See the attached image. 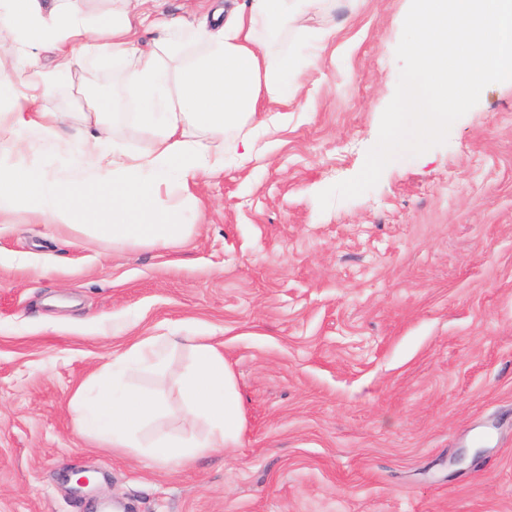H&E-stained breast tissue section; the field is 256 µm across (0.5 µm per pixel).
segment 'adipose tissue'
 Listing matches in <instances>:
<instances>
[{"mask_svg": "<svg viewBox=\"0 0 512 512\" xmlns=\"http://www.w3.org/2000/svg\"><path fill=\"white\" fill-rule=\"evenodd\" d=\"M326 2L247 0L224 22L209 27L180 24L156 49L146 51L132 25L133 19L144 16L143 0H125L123 17L105 28L70 9L67 0L48 5L42 0H0V22L19 34L16 53L47 47L54 55L53 66L38 72L40 87L50 89L83 56L112 53L127 64L133 120L153 135L147 152L114 151L109 125L100 113H90L87 120L95 131L82 139L79 168L44 171L0 163V216L24 209L32 223L122 246L168 248L181 243L192 227L171 221L162 205L171 174H178L188 192L200 179L223 169L225 151L235 152L243 163L251 159L255 141L250 120L287 100L301 77L291 55L270 63L259 52L256 35L263 31L274 36L286 29L305 37L308 19ZM191 44L202 46V53L172 73L168 58ZM13 124L59 150L72 145L64 137L69 115L44 111L39 95L24 96L10 121L0 120V133ZM182 344L193 353L191 367L175 378L183 399L182 417L201 430L188 438L157 439L149 452L157 460L187 465L200 453L234 447L243 414L223 353L189 336ZM72 406L84 430L114 448L131 447V432L159 414L157 401L134 387L101 389L90 406L79 390Z\"/></svg>", "mask_w": 512, "mask_h": 512, "instance_id": "obj_1", "label": "adipose tissue"}]
</instances>
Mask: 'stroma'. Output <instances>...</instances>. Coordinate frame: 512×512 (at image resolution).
<instances>
[{
    "label": "stroma",
    "instance_id": "1",
    "mask_svg": "<svg viewBox=\"0 0 512 512\" xmlns=\"http://www.w3.org/2000/svg\"><path fill=\"white\" fill-rule=\"evenodd\" d=\"M236 0H147L148 49L161 23ZM410 0H335L312 16L321 58L300 51L299 88L259 131L265 151L195 190L201 216L182 245L105 240L0 221V512H512V84L495 83L445 144L400 155L364 194L320 209L356 176L394 96ZM125 64L103 54L61 75L49 112L131 122ZM110 81L90 94V79ZM0 158L75 169L16 127ZM198 336L217 347L243 408L235 447L187 466L145 441L195 428L170 376L191 357L119 377L162 416L116 452L82 435L77 388L111 380L130 345ZM492 436L483 448L472 440ZM94 479L76 494L75 473Z\"/></svg>",
    "mask_w": 512,
    "mask_h": 512
}]
</instances>
